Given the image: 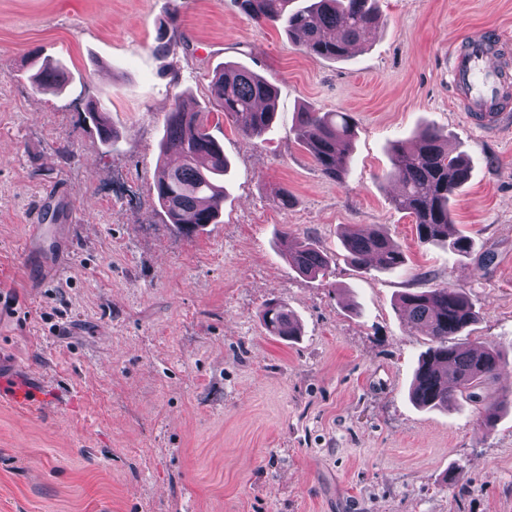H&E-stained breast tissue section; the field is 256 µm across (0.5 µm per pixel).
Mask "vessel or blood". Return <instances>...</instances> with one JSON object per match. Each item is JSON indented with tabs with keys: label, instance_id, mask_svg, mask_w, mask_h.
Returning <instances> with one entry per match:
<instances>
[{
	"label": "vessel or blood",
	"instance_id": "obj_1",
	"mask_svg": "<svg viewBox=\"0 0 512 512\" xmlns=\"http://www.w3.org/2000/svg\"><path fill=\"white\" fill-rule=\"evenodd\" d=\"M494 33L485 32L468 38L449 54V77L459 105L469 123L487 131L512 123L507 113L506 93L512 88V67L497 65L494 54L498 50ZM11 406L19 409L35 407L48 400V389L43 382L16 380L7 394Z\"/></svg>",
	"mask_w": 512,
	"mask_h": 512
}]
</instances>
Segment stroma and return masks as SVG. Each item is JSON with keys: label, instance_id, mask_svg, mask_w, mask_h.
<instances>
[{"label": "stroma", "instance_id": "obj_1", "mask_svg": "<svg viewBox=\"0 0 512 512\" xmlns=\"http://www.w3.org/2000/svg\"><path fill=\"white\" fill-rule=\"evenodd\" d=\"M378 28L342 61L306 55L233 0H0V287L27 312L0 316V376L45 378L30 410L0 402V512H512V124L483 133L458 107L451 44L494 29L512 46V0H378ZM177 20L167 54L160 22ZM71 73L32 80L43 60ZM278 90L277 118L241 135L209 100L224 63ZM103 105L104 143L86 112ZM208 115L231 167L218 223L187 237L154 195L159 141L176 106ZM305 106L356 121L343 181L295 140ZM442 128L472 176L453 219L466 256L420 243L395 209L391 147ZM294 198L282 207L281 188ZM57 277L26 253L30 224H70ZM383 225L406 269L350 264L347 225ZM332 258L310 279L289 239ZM462 288L478 320L461 336L506 362L477 401L409 398L428 339L401 293ZM302 326L267 335L265 303ZM42 90H56L64 87L70 80V73L61 65L45 64L33 77Z\"/></svg>", "mask_w": 512, "mask_h": 512}]
</instances>
